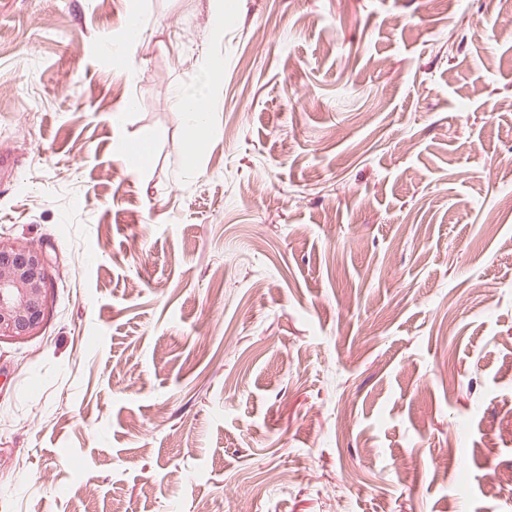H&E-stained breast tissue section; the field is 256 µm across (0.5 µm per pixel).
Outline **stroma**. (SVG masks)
I'll return each instance as SVG.
<instances>
[{
  "label": "stroma",
  "mask_w": 512,
  "mask_h": 512,
  "mask_svg": "<svg viewBox=\"0 0 512 512\" xmlns=\"http://www.w3.org/2000/svg\"><path fill=\"white\" fill-rule=\"evenodd\" d=\"M213 5L0 0V512H512V0ZM185 111L186 128L189 135L190 150L186 162L191 164L197 153L196 150L208 138L210 132L209 104L212 98L206 92L178 94ZM47 269L41 250L0 237V341L24 339L41 328L49 301Z\"/></svg>",
  "instance_id": "35a3bbf8"
}]
</instances>
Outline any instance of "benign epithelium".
<instances>
[{
	"mask_svg": "<svg viewBox=\"0 0 512 512\" xmlns=\"http://www.w3.org/2000/svg\"><path fill=\"white\" fill-rule=\"evenodd\" d=\"M47 269L38 248L0 238V339H24L41 328L49 301Z\"/></svg>",
	"mask_w": 512,
	"mask_h": 512,
	"instance_id": "7a95c632",
	"label": "benign epithelium"
}]
</instances>
